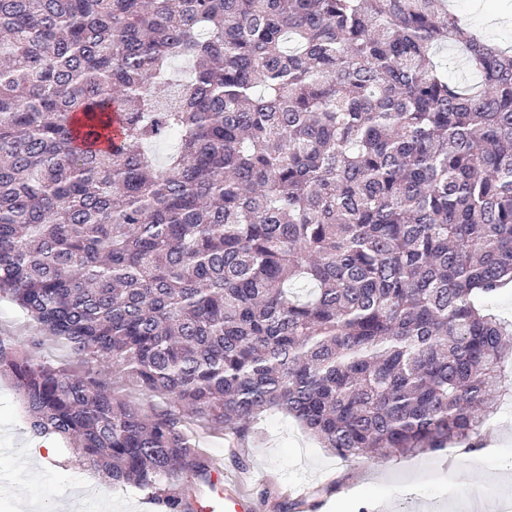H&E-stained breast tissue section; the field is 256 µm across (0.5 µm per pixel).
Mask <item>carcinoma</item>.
<instances>
[{"instance_id":"obj_1","label":"carcinoma","mask_w":512,"mask_h":512,"mask_svg":"<svg viewBox=\"0 0 512 512\" xmlns=\"http://www.w3.org/2000/svg\"><path fill=\"white\" fill-rule=\"evenodd\" d=\"M446 2L0 0V295L80 366L0 336L33 437L157 512L214 485L192 420L281 412L348 463L484 447L512 52ZM108 381L113 389L119 394L125 396L127 399L142 405L145 409L158 408L163 405L162 400L158 398H149L142 394L135 386H133L127 379L120 376H109Z\"/></svg>"}]
</instances>
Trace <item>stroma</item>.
Here are the masks:
<instances>
[{"label":"stroma","mask_w":512,"mask_h":512,"mask_svg":"<svg viewBox=\"0 0 512 512\" xmlns=\"http://www.w3.org/2000/svg\"><path fill=\"white\" fill-rule=\"evenodd\" d=\"M0 336H38L43 355L69 363L65 346L11 299L0 298ZM489 422L491 440L480 460L458 448L414 453L382 463L346 464L321 448L294 420L267 414L232 461L223 437L194 426L198 447L223 463L221 480L254 504L255 512H280V491L308 489L338 479L317 512H512V394H499ZM0 512H155L134 491L105 484L75 462L72 449L46 453L28 433L21 402L0 379Z\"/></svg>","instance_id":"35a3bbf8"}]
</instances>
